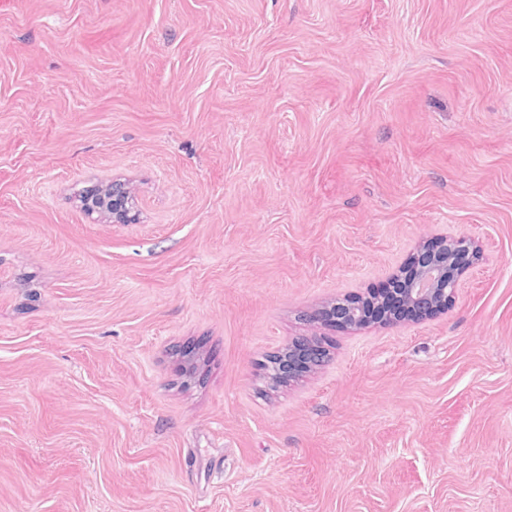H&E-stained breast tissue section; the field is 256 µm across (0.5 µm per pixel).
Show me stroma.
Instances as JSON below:
<instances>
[{
  "label": "stroma",
  "mask_w": 512,
  "mask_h": 512,
  "mask_svg": "<svg viewBox=\"0 0 512 512\" xmlns=\"http://www.w3.org/2000/svg\"><path fill=\"white\" fill-rule=\"evenodd\" d=\"M445 236L447 309L312 321ZM0 512H512V0L0 9ZM112 196L110 207L105 212L112 218L113 223L126 224L131 221L130 208L128 207L130 192L120 181H112ZM326 359L327 352L319 338L298 339L270 357V379L285 382L299 372L321 366Z\"/></svg>",
  "instance_id": "1"
}]
</instances>
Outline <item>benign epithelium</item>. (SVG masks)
<instances>
[{
	"mask_svg": "<svg viewBox=\"0 0 512 512\" xmlns=\"http://www.w3.org/2000/svg\"><path fill=\"white\" fill-rule=\"evenodd\" d=\"M129 199L128 188L118 181L112 182L107 210L112 222L131 221ZM476 254L473 242L465 236L444 237L419 246L391 276L393 298L412 309L417 319L434 315L448 305L458 288L464 267L457 265V258L461 256L467 263L473 261ZM386 301V297L369 301L358 297L338 299L325 311V316L343 326L351 322L356 326L369 325L376 322L368 315L369 307L381 306ZM326 359L327 352L319 338L298 339L270 357V379L275 383L285 382L304 370L322 365Z\"/></svg>",
	"mask_w": 512,
	"mask_h": 512,
	"instance_id": "7a95c632",
	"label": "benign epithelium"
}]
</instances>
